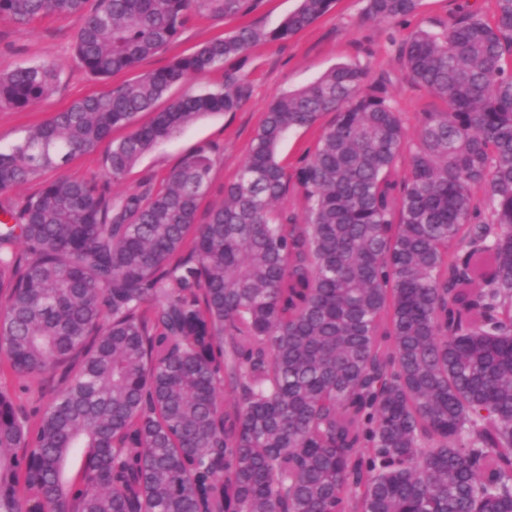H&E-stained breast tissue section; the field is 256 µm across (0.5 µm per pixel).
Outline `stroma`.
<instances>
[{"instance_id":"stroma-1","label":"stroma","mask_w":512,"mask_h":512,"mask_svg":"<svg viewBox=\"0 0 512 512\" xmlns=\"http://www.w3.org/2000/svg\"><path fill=\"white\" fill-rule=\"evenodd\" d=\"M299 4L300 0H259L257 8L245 16L191 19L177 41L165 52L143 61L138 71L144 73L164 67L174 58L241 25L276 27ZM363 8L364 0H336L327 13L295 36L257 44L245 60L233 61L238 75L252 85V94L243 106L233 112L200 117L180 134L145 154L120 184L110 186L113 198L137 191L147 178L161 184L171 169L205 146L211 150L213 167L198 215L206 217L210 208L223 200L225 185L236 179L269 104L340 63L367 66L370 82L383 84L401 113L408 139H416L424 115L443 111L445 104L407 78L398 55L400 44L416 30L443 29L467 10L494 19L496 0H422L415 14L390 26L366 19ZM78 29L79 20L75 17L47 16L26 27L0 19V72L43 59L55 60L61 67L59 85L45 102L24 110L0 108V146L12 144L27 130L75 101L108 92L132 79L134 73L129 71L107 80L90 75L75 57ZM334 119V113L328 112L317 125L289 133L279 146L280 160L294 165L308 150L314 149L323 127Z\"/></svg>"}]
</instances>
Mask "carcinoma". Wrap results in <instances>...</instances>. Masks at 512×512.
Wrapping results in <instances>:
<instances>
[{
    "instance_id": "1",
    "label": "carcinoma",
    "mask_w": 512,
    "mask_h": 512,
    "mask_svg": "<svg viewBox=\"0 0 512 512\" xmlns=\"http://www.w3.org/2000/svg\"><path fill=\"white\" fill-rule=\"evenodd\" d=\"M254 2L0 0V17H79L76 57L105 80L190 18ZM420 2L365 0L364 14L393 24ZM332 3L301 0L271 30L239 27L54 113L0 148V196L116 127L104 177L122 181L251 95L230 72L154 111L173 84ZM496 4L492 22L469 14L399 46L411 82L447 105L412 142L367 68L338 64L271 103L202 222L206 148L119 203L60 174L0 206V512H512V0ZM60 73L50 59L0 72V108L43 102ZM325 112L314 151L282 164L283 137ZM52 372L65 385L48 400L14 387Z\"/></svg>"
}]
</instances>
